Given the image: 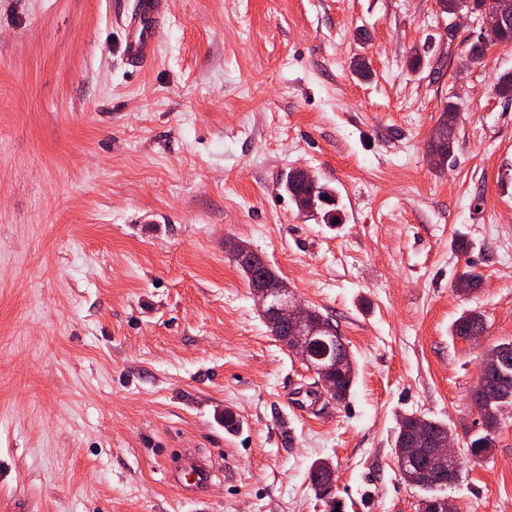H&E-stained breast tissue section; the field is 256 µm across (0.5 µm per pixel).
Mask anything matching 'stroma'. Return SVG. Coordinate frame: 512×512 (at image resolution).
Listing matches in <instances>:
<instances>
[{
    "label": "stroma",
    "mask_w": 512,
    "mask_h": 512,
    "mask_svg": "<svg viewBox=\"0 0 512 512\" xmlns=\"http://www.w3.org/2000/svg\"><path fill=\"white\" fill-rule=\"evenodd\" d=\"M136 7L0 0V512H327L319 458L340 512H417L401 416L466 444L482 354L512 340V46L464 65L479 25L433 0H169L134 66ZM297 167L343 223L298 212ZM239 243L337 327L346 402L292 404L316 377L269 332ZM466 311L482 344L453 332ZM182 448L220 467L202 495L162 479ZM444 495L512 512V412ZM450 107V111L452 112H442L440 115L436 126L441 125L443 123H448V119L457 120V112L455 110V107L452 105H448ZM447 106V108H448ZM436 126L433 129V133L430 136L431 140V159L432 161H435L434 165L436 168H441L444 166L445 163L448 161V157L450 154V146L443 145L441 143H438L435 141L434 133ZM456 123L450 122L448 123V128L444 129V132L442 134V141L444 143L448 142V144H452L454 138L456 137ZM420 420L424 421L425 425L431 431H440L445 428L448 429L447 424L429 417L416 416L413 414H409L402 417L401 424L394 438L393 447L398 448L397 453H395V456L400 475L403 476V478L405 477V458L407 456H411L417 450V448H403V445L406 442V440L414 434V432L420 429Z\"/></svg>",
    "instance_id": "stroma-1"
}]
</instances>
